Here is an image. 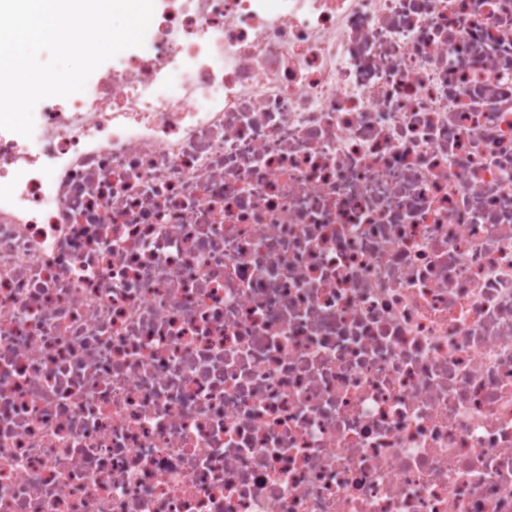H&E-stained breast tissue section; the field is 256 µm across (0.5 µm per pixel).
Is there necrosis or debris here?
<instances>
[{
    "label": "necrosis or debris",
    "mask_w": 512,
    "mask_h": 512,
    "mask_svg": "<svg viewBox=\"0 0 512 512\" xmlns=\"http://www.w3.org/2000/svg\"><path fill=\"white\" fill-rule=\"evenodd\" d=\"M0 130V512H512V0H154Z\"/></svg>",
    "instance_id": "4bbe7bcc"
}]
</instances>
